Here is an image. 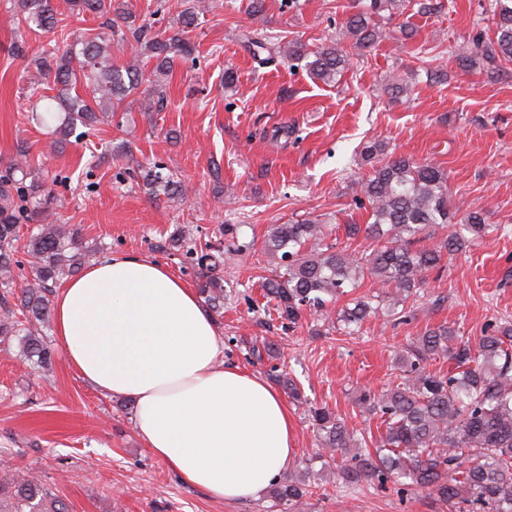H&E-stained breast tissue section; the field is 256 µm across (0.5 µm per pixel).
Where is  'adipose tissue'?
<instances>
[{
    "instance_id": "1",
    "label": "adipose tissue",
    "mask_w": 512,
    "mask_h": 512,
    "mask_svg": "<svg viewBox=\"0 0 512 512\" xmlns=\"http://www.w3.org/2000/svg\"><path fill=\"white\" fill-rule=\"evenodd\" d=\"M55 337L88 385L128 399L146 448L219 501L260 498L293 465L294 423L267 380L224 363L199 295L160 263L115 253L53 300Z\"/></svg>"
}]
</instances>
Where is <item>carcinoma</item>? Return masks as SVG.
<instances>
[{
    "mask_svg": "<svg viewBox=\"0 0 512 512\" xmlns=\"http://www.w3.org/2000/svg\"><path fill=\"white\" fill-rule=\"evenodd\" d=\"M407 0H360L362 8L346 16L342 25L348 44H324L310 50L300 41L282 45L264 30L252 31L245 42L262 65L281 57L304 63L306 71L325 84L361 60L384 37L376 18L392 20ZM495 19L494 37L476 32L452 54L459 66L497 75L512 63V0H490ZM77 14L105 18V31L58 44L34 60L30 95L37 97L35 120L55 137L60 147L77 126L90 127L111 118L126 98L145 83V66H118L112 61V42L123 45L126 33L147 50L152 74L166 76L175 60L194 52L189 33L199 25L200 7L184 10L174 33L153 32L135 26L132 15L112 0H70ZM18 19L26 26L54 30L58 24L55 0H14ZM54 85L58 93H46ZM84 93H79L78 88ZM141 108L154 112L164 100L162 85L151 83L143 91ZM11 166L12 175L0 180V288L11 289L13 242L17 224L39 217L51 204L41 185L23 184L15 174L26 175V151ZM362 160L368 175L355 182L356 201L367 214L365 224L345 226L346 240L329 241L325 225L311 219L275 226L262 244L273 258L277 273L263 278L264 297L275 302L281 318H298L301 308L320 312L334 308L343 296L351 302L336 313V321L352 334L370 318L394 321L405 318L408 303L440 273L448 257L469 250L489 230L484 213H466L459 226L449 210L448 174L432 162L393 156L380 140L365 144ZM156 193L180 189L182 182L155 174ZM371 241L360 251L352 247L358 237ZM32 278L20 291L24 319L9 309L0 316V336L17 337L28 361L45 368L52 350L43 339L50 322L53 285L72 276L80 265L75 233L65 224H38L26 241ZM190 254L197 265L212 271L200 284L209 305L224 301V285L214 274L224 262L222 254ZM380 291L354 296L365 279ZM448 360V371L426 370L428 359ZM403 381L377 394L364 390L356 398L362 412L382 421L379 439L349 428L325 407L314 408L324 466L337 470L347 488L364 482L384 485L389 481L427 490L458 512H512V323L494 319L475 342H463L447 325L425 328L410 354L402 358ZM270 379L296 401L301 391L288 374L273 366ZM309 493L303 478H290L272 490L273 497L293 509ZM0 512H69L67 504L37 479H10L0 483Z\"/></svg>",
    "mask_w": 512,
    "mask_h": 512,
    "instance_id": "1",
    "label": "carcinoma"
}]
</instances>
